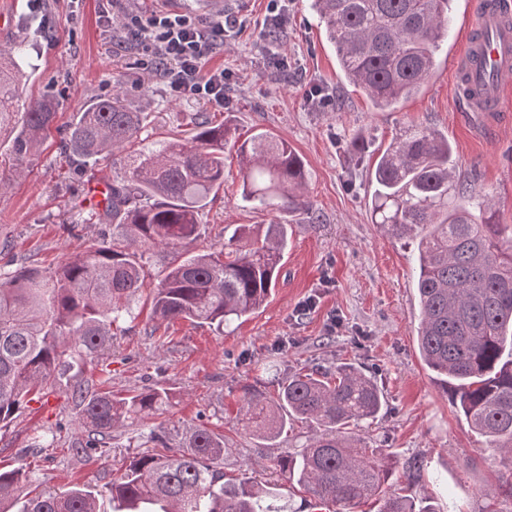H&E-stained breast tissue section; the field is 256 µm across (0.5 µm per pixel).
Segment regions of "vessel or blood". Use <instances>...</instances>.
Returning a JSON list of instances; mask_svg holds the SVG:
<instances>
[{"mask_svg":"<svg viewBox=\"0 0 512 512\" xmlns=\"http://www.w3.org/2000/svg\"><path fill=\"white\" fill-rule=\"evenodd\" d=\"M472 11L479 27L466 48L465 95L480 111L493 112L512 90V0H473Z\"/></svg>","mask_w":512,"mask_h":512,"instance_id":"b4317fda","label":"vessel or blood"}]
</instances>
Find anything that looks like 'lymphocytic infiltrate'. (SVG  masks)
<instances>
[{
    "instance_id": "lymphocytic-infiltrate-1",
    "label": "lymphocytic infiltrate",
    "mask_w": 512,
    "mask_h": 512,
    "mask_svg": "<svg viewBox=\"0 0 512 512\" xmlns=\"http://www.w3.org/2000/svg\"><path fill=\"white\" fill-rule=\"evenodd\" d=\"M125 2L116 29L146 47L149 76L161 78L173 95L223 101V72L206 68L207 60L224 46L223 22L206 25L187 13L165 10L145 17L134 9V0Z\"/></svg>"
}]
</instances>
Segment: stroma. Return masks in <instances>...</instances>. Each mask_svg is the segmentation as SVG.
I'll list each match as a JSON object with an SVG mask.
<instances>
[{"label":"stroma","instance_id":"35a3bbf8","mask_svg":"<svg viewBox=\"0 0 512 512\" xmlns=\"http://www.w3.org/2000/svg\"><path fill=\"white\" fill-rule=\"evenodd\" d=\"M470 2L454 0L436 73L422 92L381 111L344 80L308 0H292L288 22L277 31L288 61L280 70L265 58L272 31L267 0H233L228 16L236 24L208 62L227 76L220 105L174 97L161 79H147L137 51L113 35L106 0H42L35 12L28 0H0V50L29 43L33 72L20 106L45 95L58 102V118L22 175L14 173L10 141L0 142V242L9 244L0 253V274L31 264L56 267L108 234L92 217L87 196L93 184L123 176L125 153L82 167L69 161L61 142L76 110L116 87L132 111L149 116L141 147L190 137L194 112L227 122L243 138L267 131L288 140L304 162L312 205L287 215L243 201L238 159L225 150L224 188L202 214L205 232L194 247L220 246L241 224L287 223L283 264L268 302L220 334L187 320L166 326L153 318L148 291L173 255L151 248L147 289L126 334L114 340L109 372L89 367L82 379L92 389L107 383L119 398L163 388L169 394L164 413L121 421L104 453L74 457L70 447L81 432L67 391L71 378L62 376L55 392L29 403L0 430V468L27 462L45 490L76 483L98 489L133 456L155 452L150 434L156 427L165 428L176 449L203 426L224 438L225 478L282 486L277 459L306 445L312 431L296 422L274 442L249 435L240 423L245 392L272 397L291 373L354 364L376 379L388 401L358 429L369 447L396 459L387 493L428 491L444 512H512V466L470 432L419 357L414 249L387 236L369 211L378 153L421 124L447 136L473 195L491 198L499 223L512 224V97L501 111L473 112L454 91L475 23ZM51 428L60 431L58 443L32 453L33 437ZM416 461L422 471L413 469Z\"/></svg>","mask_w":512,"mask_h":512}]
</instances>
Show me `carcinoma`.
Masks as SVG:
<instances>
[{
  "label": "carcinoma",
  "mask_w": 512,
  "mask_h": 512,
  "mask_svg": "<svg viewBox=\"0 0 512 512\" xmlns=\"http://www.w3.org/2000/svg\"><path fill=\"white\" fill-rule=\"evenodd\" d=\"M324 23L345 78L384 109L417 94L436 73L439 43L448 33L450 0H310ZM27 63L0 51V132L13 124ZM55 103L30 101L12 139L15 173L22 174L42 136L55 123ZM147 115L131 111L121 89L80 107L62 149L86 164L138 138ZM191 142H162L127 156L125 175L108 184L95 214L112 225L110 239L71 253L52 271L23 266L0 280V428L52 391L58 376L76 378L71 400L86 433L71 452L106 444L124 418L153 417L168 393L150 388L116 398L90 390L77 377L112 354V338L133 317L146 285L144 255L163 246L175 254L153 289L161 321L190 320L216 331L258 310L268 299L283 260L287 225L263 233L240 225L217 252L187 247L202 236L200 216L224 187V146L236 148L243 169L240 196L258 206L293 213L310 210L302 195L304 165L295 150L268 132L233 138L206 112L193 117ZM448 138L416 126L379 154L370 200L372 220L393 238L417 244L420 356L450 392L451 402L478 435L512 459V224H500L489 199L467 205ZM371 377L350 364L298 372L276 397L246 392L243 426L274 440L288 423L309 424V443L277 466L313 500L350 506L376 496L395 463L369 453L345 429L373 420L384 408ZM224 439L205 427L170 455L143 454L120 478L99 490L74 486L62 493L27 492V465L0 470V507L18 512H283L279 492L250 478L224 481ZM381 512H441L390 495Z\"/></svg>",
  "instance_id": "carcinoma-1"
}]
</instances>
